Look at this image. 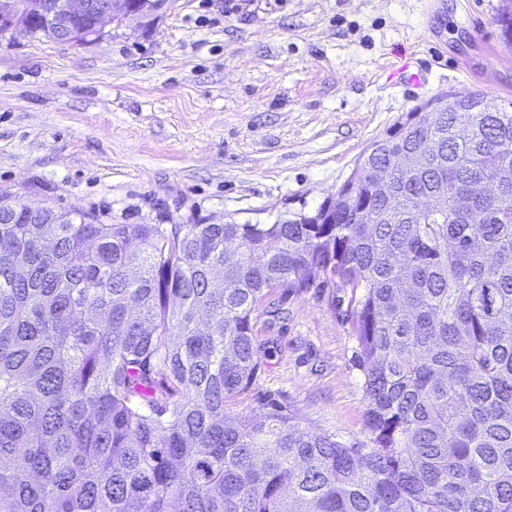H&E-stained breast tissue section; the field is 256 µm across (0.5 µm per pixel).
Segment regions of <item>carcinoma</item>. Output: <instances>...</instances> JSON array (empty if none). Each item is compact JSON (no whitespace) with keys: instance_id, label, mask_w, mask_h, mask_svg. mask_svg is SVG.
<instances>
[{"instance_id":"1","label":"carcinoma","mask_w":512,"mask_h":512,"mask_svg":"<svg viewBox=\"0 0 512 512\" xmlns=\"http://www.w3.org/2000/svg\"><path fill=\"white\" fill-rule=\"evenodd\" d=\"M495 22L511 46L512 0ZM456 98L319 224L1 214L0 512H512V112ZM315 284L348 297L365 441L285 399L226 421L266 296Z\"/></svg>"}]
</instances>
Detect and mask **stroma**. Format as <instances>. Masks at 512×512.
<instances>
[{
	"mask_svg": "<svg viewBox=\"0 0 512 512\" xmlns=\"http://www.w3.org/2000/svg\"><path fill=\"white\" fill-rule=\"evenodd\" d=\"M168 0L94 41L0 36V195L107 224H272L334 198L370 144L444 92L512 104L501 0ZM412 84L391 78L403 63ZM348 299L271 293L262 364L228 417L284 396L362 441Z\"/></svg>",
	"mask_w": 512,
	"mask_h": 512,
	"instance_id": "35a3bbf8",
	"label": "stroma"
}]
</instances>
